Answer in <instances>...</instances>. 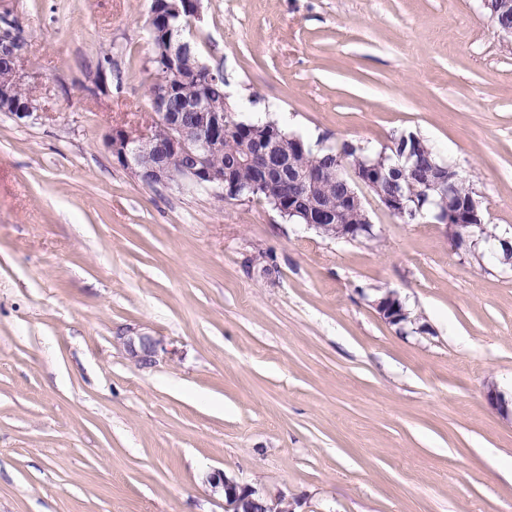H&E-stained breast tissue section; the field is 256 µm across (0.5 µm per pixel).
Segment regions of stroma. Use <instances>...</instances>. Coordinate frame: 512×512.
<instances>
[{
  "label": "stroma",
  "instance_id": "obj_1",
  "mask_svg": "<svg viewBox=\"0 0 512 512\" xmlns=\"http://www.w3.org/2000/svg\"><path fill=\"white\" fill-rule=\"evenodd\" d=\"M27 122L0 112V512H224L209 474L295 512H512V270L365 194L376 239L150 188L113 125L150 112V0H0ZM236 116L378 151L431 142L512 228V38L482 0H202ZM112 56L107 93L89 88ZM396 291L414 321L373 306ZM157 353L139 363L130 341Z\"/></svg>",
  "mask_w": 512,
  "mask_h": 512
}]
</instances>
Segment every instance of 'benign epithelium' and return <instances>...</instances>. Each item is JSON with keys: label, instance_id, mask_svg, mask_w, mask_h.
Instances as JSON below:
<instances>
[{"label": "benign epithelium", "instance_id": "benign-epithelium-1", "mask_svg": "<svg viewBox=\"0 0 512 512\" xmlns=\"http://www.w3.org/2000/svg\"><path fill=\"white\" fill-rule=\"evenodd\" d=\"M176 13L184 16L188 27L195 28V22L201 19L200 0H152L148 29L156 32L170 14ZM512 14V0H501L500 12L492 16V21L499 32L504 36L512 37V21L506 15ZM26 45L15 40L8 34L0 36V60L7 61L15 76L17 84L25 83V75L21 72V62ZM160 88H154L150 94L152 108V123L136 131H129L122 126L112 128L107 139L112 159L118 166L131 171L145 186L155 188L166 186L172 182L196 189L220 190L225 197H240V191L232 188L231 177L215 173L208 164L210 155L224 140V113L214 111L212 103L200 96L183 105V111L162 112L158 110V96ZM0 110L8 113L17 121L31 118L38 106L31 96L21 98L14 86L0 87ZM164 122L174 129V135L166 147L156 146L152 141V124ZM284 140L302 143L299 134L290 132L283 134L272 130L265 136L257 139L260 149L248 153L243 163L252 166L257 175V181L252 187L255 194L277 195L274 210L278 214L293 213V208H285L302 195H310L316 184L317 175L308 174L305 177H294L289 174L291 160L281 149ZM180 152L187 158L184 170L172 174L168 167V152ZM366 174L352 170L348 165L342 164L332 172L342 183L350 182L352 187L347 189V203L355 206H364L360 191L368 189L378 197L382 206L392 216L405 217L407 204L404 195H384L378 192L377 184L380 175L375 173V164L368 165ZM391 169L400 173L401 178L407 180L413 171L412 153L398 152L394 158ZM430 179L426 182L429 195L444 209L438 215V221L447 226L448 239L456 253L475 251L480 239H471V245L459 247L456 236V223L448 219L453 204V191L455 183L461 180L457 169L443 161L430 164ZM305 225L317 231L326 226L336 228V239L353 241L362 235L355 226L338 223V216L329 206L315 204L303 214ZM373 305L380 317L390 325L401 326L410 322L407 309L395 291H386L385 294L373 301ZM138 362L149 364L156 354L155 343L148 337L140 338V349L133 350ZM484 396L487 403L504 416H512V400L492 382L485 385ZM208 482L214 492L224 498V512H294L291 502L284 496H271L249 484H242L227 476L222 470L213 471Z\"/></svg>", "mask_w": 512, "mask_h": 512}]
</instances>
